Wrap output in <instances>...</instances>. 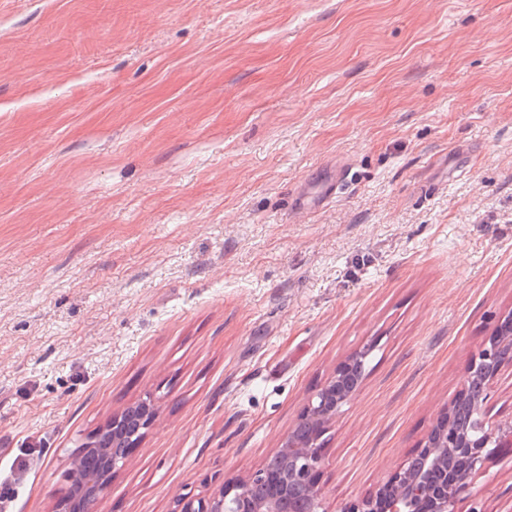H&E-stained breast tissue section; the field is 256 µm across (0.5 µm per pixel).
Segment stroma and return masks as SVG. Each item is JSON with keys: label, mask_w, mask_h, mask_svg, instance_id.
<instances>
[{"label": "stroma", "mask_w": 512, "mask_h": 512, "mask_svg": "<svg viewBox=\"0 0 512 512\" xmlns=\"http://www.w3.org/2000/svg\"><path fill=\"white\" fill-rule=\"evenodd\" d=\"M509 308L512 0H0L6 512H52L74 439L148 394L93 512H173L368 345L323 437L343 512ZM476 502L512 512V448Z\"/></svg>", "instance_id": "obj_1"}]
</instances>
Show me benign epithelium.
<instances>
[{
    "label": "benign epithelium",
    "instance_id": "7a95c632",
    "mask_svg": "<svg viewBox=\"0 0 512 512\" xmlns=\"http://www.w3.org/2000/svg\"><path fill=\"white\" fill-rule=\"evenodd\" d=\"M501 348L493 339L484 344L465 376L454 399L439 411L431 431L419 448L378 488L345 506L344 512H458L463 495L471 494L473 480L496 448L512 447V416L491 429L478 418L474 433L455 431L449 421L457 400L467 392L472 374L490 387L509 362L487 364ZM349 360L337 366L334 376L308 401L295 428L268 457L271 467L262 466L247 477L223 482L215 492L195 497L179 495L175 512H327L324 491L318 483L322 465V439L332 427L342 404L356 390L336 393V376ZM158 402L147 395L141 421L150 429L158 416ZM105 480L104 476H80L69 470L72 492L61 496L56 512H91L97 498L86 491Z\"/></svg>",
    "mask_w": 512,
    "mask_h": 512
}]
</instances>
